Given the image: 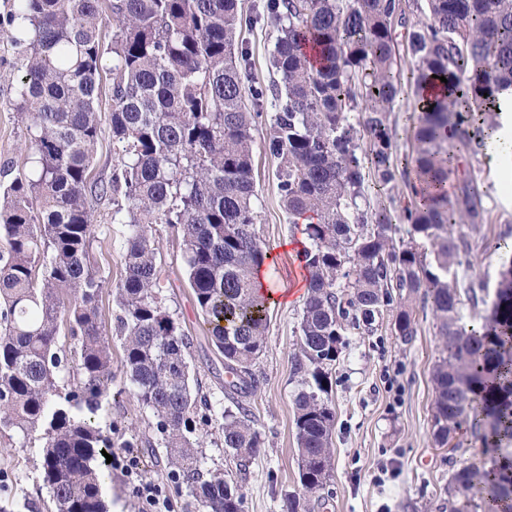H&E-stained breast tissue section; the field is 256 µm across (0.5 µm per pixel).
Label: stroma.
<instances>
[{
	"label": "stroma",
	"instance_id": "1",
	"mask_svg": "<svg viewBox=\"0 0 512 512\" xmlns=\"http://www.w3.org/2000/svg\"><path fill=\"white\" fill-rule=\"evenodd\" d=\"M263 3L241 0V10L249 23L243 27L240 41L248 54L250 82L266 86L275 77L271 66L274 37ZM403 3L405 21L395 26L399 94L389 122L394 156L405 176L384 198L396 216L411 199L408 184L414 179L412 134L418 110L412 95L414 62L408 33L426 20L424 0ZM15 9L16 0H0V166L20 161L30 138L29 122L16 108L20 49L6 36ZM275 113L274 106L264 105L252 129L256 232L274 259L266 267L270 277L288 281L297 266L296 255L294 250H282L281 245L287 239L301 240L304 234L302 225L289 222L280 202L277 161L268 150ZM458 165L479 175L491 221L476 226L455 225V236L472 244L495 237L504 245L496 255L473 251L470 264L458 270L459 276L482 286L481 297L490 302L501 265L512 257V206L502 202L508 175L501 156L489 147L462 154ZM94 219L95 266L107 282L99 307L103 322L111 327L116 315L115 289L124 275L126 227L113 222L108 200L95 205ZM154 230L166 303L192 338L186 354L190 369L203 392L221 399L224 407H234V399L223 392L224 363L215 354L197 309L179 243L166 225H155ZM303 305V298L295 297L287 303L276 302L270 309L267 347L255 365L263 381L257 392L245 399L265 444L247 467H239L225 450L216 425L199 427L196 432L205 467L241 485L243 512H286L289 498L300 493L293 399L301 375L295 369L293 354L299 341ZM413 311L417 334L411 342H402L396 336L387 316L376 321L370 334H346L341 353L329 369V394L335 410L334 471L319 497L308 501L309 512H444L448 504L445 488L455 464L483 462L469 428H462L457 436L463 453L449 454L433 441L430 371L440 355L441 342L430 309L417 302ZM121 361V343L116 340L112 343L110 410L120 431L136 438L137 444L114 451L112 476L105 484L111 512H146L138 487L149 481L160 484L169 512H198L194 498L170 478L164 459L154 458L143 447L144 439L155 436V419L133 396ZM39 464V448L24 445L21 438L0 443V498L26 500L39 512H55Z\"/></svg>",
	"mask_w": 512,
	"mask_h": 512
}]
</instances>
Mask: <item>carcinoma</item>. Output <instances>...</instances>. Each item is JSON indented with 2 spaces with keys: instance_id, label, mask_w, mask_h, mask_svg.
Returning <instances> with one entry per match:
<instances>
[{
  "instance_id": "obj_1",
  "label": "carcinoma",
  "mask_w": 512,
  "mask_h": 512,
  "mask_svg": "<svg viewBox=\"0 0 512 512\" xmlns=\"http://www.w3.org/2000/svg\"><path fill=\"white\" fill-rule=\"evenodd\" d=\"M424 8L427 21L409 34L416 100L432 76L447 83L419 110L417 183L399 216L413 244L404 246L386 205L366 203L360 146L369 144L378 191L388 189L398 172L389 112L402 0H267L279 79L259 87L246 86L239 0H17L14 18L26 26V36L11 37L23 47L18 108L31 121L37 168L0 185V437L42 448L57 512H109L103 453L132 447L114 441L106 410L112 337L92 245L94 203L107 197L126 226L115 335L131 391L156 419L169 474L201 512H239L238 486L206 470L189 438L194 416L212 418L214 403L196 388L190 338L160 287L153 225L181 239L188 284L224 358V388L255 392L273 299L255 280L271 255L255 230L252 129L269 98L279 194L309 241L300 254L304 378L294 396L299 480L315 493L333 473L335 412L322 381L336 357L319 361L324 337L365 333L390 312L408 341L420 300L443 340L432 369L434 441L457 451L450 441L466 424L487 456L481 475L467 465L452 472L448 512H512V259L481 313L457 272L471 247L451 227L486 224L490 212L473 173L447 189L454 152L483 146L497 94L512 86V0H425ZM104 72L120 149L107 182L90 177ZM220 418L224 448L242 466L263 445L253 414L239 404Z\"/></svg>"
}]
</instances>
